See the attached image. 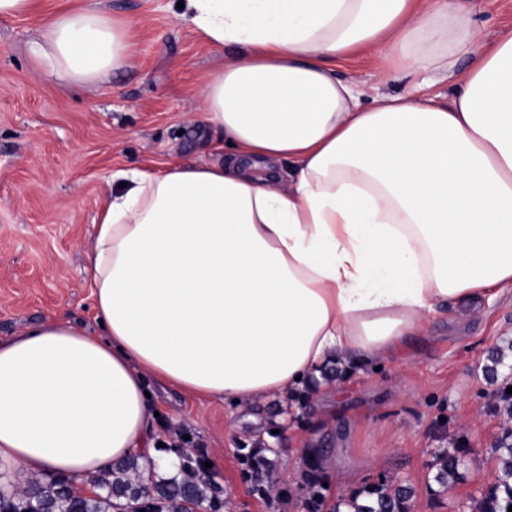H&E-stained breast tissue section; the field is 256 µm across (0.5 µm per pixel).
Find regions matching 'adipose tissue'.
Wrapping results in <instances>:
<instances>
[{"label": "adipose tissue", "mask_w": 512, "mask_h": 512, "mask_svg": "<svg viewBox=\"0 0 512 512\" xmlns=\"http://www.w3.org/2000/svg\"><path fill=\"white\" fill-rule=\"evenodd\" d=\"M174 16L234 50L202 90L224 159L116 172L87 252L99 332L60 318L0 342V482L80 488L157 458L148 378L250 406L512 285V29L487 42L460 0H183ZM356 53L381 81L455 91L362 105L336 75ZM29 55L93 86L132 45L90 5L39 20Z\"/></svg>", "instance_id": "ef3b65f1"}]
</instances>
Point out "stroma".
Here are the masks:
<instances>
[{"label":"stroma","instance_id":"obj_1","mask_svg":"<svg viewBox=\"0 0 512 512\" xmlns=\"http://www.w3.org/2000/svg\"><path fill=\"white\" fill-rule=\"evenodd\" d=\"M128 29L125 69L94 87L45 76L27 47L38 17L0 19V340L63 316L97 330L85 272L94 220L112 174L177 162L222 161L224 135L202 112L206 78L231 57L181 26L171 0H100ZM361 91L450 97L437 76L380 82L378 64L359 54L336 66ZM512 343V287L448 311L424 335L386 356L331 361L285 396L236 408L150 382V435L202 451L228 499L225 512H306L304 474L317 456L324 512L365 485L400 482L408 512H475L494 485V454L512 418L496 392L512 383V356L487 373L488 353ZM274 448L284 493L265 496L243 474L239 451ZM467 449L462 478L443 490L430 465Z\"/></svg>","mask_w":512,"mask_h":512}]
</instances>
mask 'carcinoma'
I'll return each instance as SVG.
<instances>
[{
  "instance_id": "1",
  "label": "carcinoma",
  "mask_w": 512,
  "mask_h": 512,
  "mask_svg": "<svg viewBox=\"0 0 512 512\" xmlns=\"http://www.w3.org/2000/svg\"><path fill=\"white\" fill-rule=\"evenodd\" d=\"M268 451L276 449H240L244 475L260 493L284 495L286 491L271 478L274 463L267 457ZM463 452L465 449L459 448L437 458L434 481L440 487L448 489L461 479ZM494 453L500 461L497 484L482 499L479 512H508L512 506V429L504 433ZM176 454L173 470L155 465L148 480L143 477L146 464L141 457L118 460L91 478L97 488L91 495L54 478L33 479L24 486L0 484V512H194L201 505L207 512H224V490L204 467L205 459L184 448ZM305 480L308 512H322V478L316 466H310ZM409 495L404 486L379 481L366 485L346 506L352 512H406Z\"/></svg>"
}]
</instances>
